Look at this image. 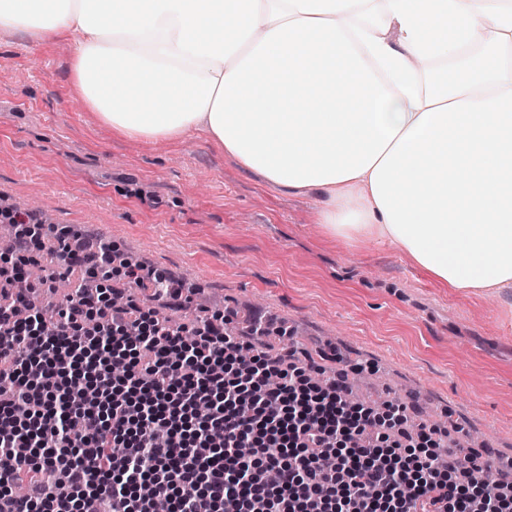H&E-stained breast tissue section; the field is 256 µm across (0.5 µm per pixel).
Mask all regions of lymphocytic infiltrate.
<instances>
[{"mask_svg":"<svg viewBox=\"0 0 512 512\" xmlns=\"http://www.w3.org/2000/svg\"><path fill=\"white\" fill-rule=\"evenodd\" d=\"M0 265V512H507L512 482L469 489L492 466L464 449L444 458L405 427L346 406L344 378L313 382L293 347L257 348L227 316L158 319L124 288L151 284L162 306L186 286L123 260L88 254L59 233L65 271H84L53 324L40 316L49 280L30 282L46 232L18 210Z\"/></svg>","mask_w":512,"mask_h":512,"instance_id":"f902f5d3","label":"lymphocytic infiltrate"}]
</instances>
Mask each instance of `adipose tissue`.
I'll return each mask as SVG.
<instances>
[{
    "label": "adipose tissue",
    "mask_w": 512,
    "mask_h": 512,
    "mask_svg": "<svg viewBox=\"0 0 512 512\" xmlns=\"http://www.w3.org/2000/svg\"><path fill=\"white\" fill-rule=\"evenodd\" d=\"M0 30L69 42L115 135L203 133L323 194L325 238L459 294L512 288V0H0Z\"/></svg>",
    "instance_id": "obj_1"
}]
</instances>
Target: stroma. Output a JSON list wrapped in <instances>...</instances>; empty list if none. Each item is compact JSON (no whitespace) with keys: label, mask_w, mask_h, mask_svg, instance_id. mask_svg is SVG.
Wrapping results in <instances>:
<instances>
[{"label":"stroma","mask_w":512,"mask_h":512,"mask_svg":"<svg viewBox=\"0 0 512 512\" xmlns=\"http://www.w3.org/2000/svg\"><path fill=\"white\" fill-rule=\"evenodd\" d=\"M71 52L0 32V194L36 196L57 228L116 243L124 258L193 286L173 319L258 312L311 356L373 366L363 403L397 400L427 428L460 423L497 464L512 461V294L437 287L377 241L325 239L322 198L246 173L198 135L176 145L113 136L70 79Z\"/></svg>","instance_id":"stroma-1"}]
</instances>
